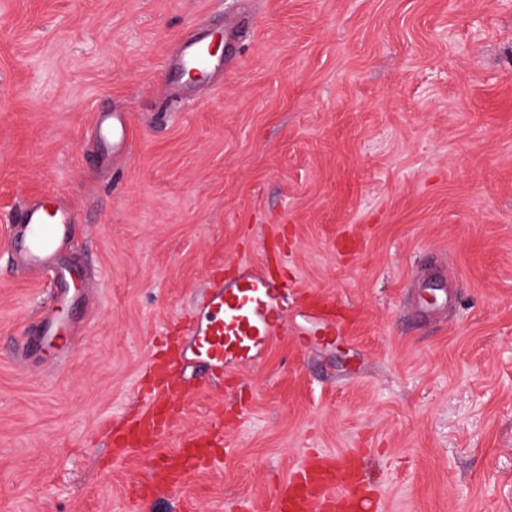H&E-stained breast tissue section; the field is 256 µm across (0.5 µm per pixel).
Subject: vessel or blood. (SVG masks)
<instances>
[{
  "label": "vessel or blood",
  "instance_id": "obj_1",
  "mask_svg": "<svg viewBox=\"0 0 512 512\" xmlns=\"http://www.w3.org/2000/svg\"><path fill=\"white\" fill-rule=\"evenodd\" d=\"M237 40V30L228 26L181 41L166 65L170 89L184 94L209 89L213 76L224 71V45ZM95 134L102 160L127 153L131 139L127 113L116 111L99 117ZM14 222L18 257L26 266L45 272L58 308L56 315L35 322L17 351L18 362L31 367L63 358L77 345L67 318L80 303L73 288L77 272L61 254L62 246L74 235L76 219L57 195L49 194L18 209ZM287 287V280L260 269L245 275L230 289L211 295L209 305L215 316L208 335L199 342L206 370L223 372L226 355H248L256 341L270 343L287 332L288 319L274 304L276 296ZM305 306L325 319L329 336L344 333L351 319L335 301L311 290L305 293ZM180 359L177 337H159L143 388L144 405L136 417L113 433V459L124 458L133 448L161 442L177 423L190 394L176 378ZM223 441L224 428L220 425L212 433L183 441L179 448L153 462L148 481L135 483L134 494L143 498L160 487L178 489L188 471L211 459ZM379 504L378 495L366 486L363 456L358 452L342 457L323 452L308 455L275 492L276 512H379Z\"/></svg>",
  "mask_w": 512,
  "mask_h": 512
}]
</instances>
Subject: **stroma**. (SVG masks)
I'll use <instances>...</instances> for the list:
<instances>
[{"label": "stroma", "instance_id": "obj_1", "mask_svg": "<svg viewBox=\"0 0 512 512\" xmlns=\"http://www.w3.org/2000/svg\"><path fill=\"white\" fill-rule=\"evenodd\" d=\"M224 24L220 85L170 92L169 54ZM115 109L133 146L104 168L90 128ZM48 193L90 301L44 370L13 352L53 305L8 254ZM281 253L350 330L300 347L318 321L283 294L292 333L237 389L113 460L156 337L211 320L210 270L229 287ZM422 274L446 317L414 307ZM219 414L228 456L131 497ZM354 448L382 512H512V0H0V512H273L308 452Z\"/></svg>", "mask_w": 512, "mask_h": 512}]
</instances>
